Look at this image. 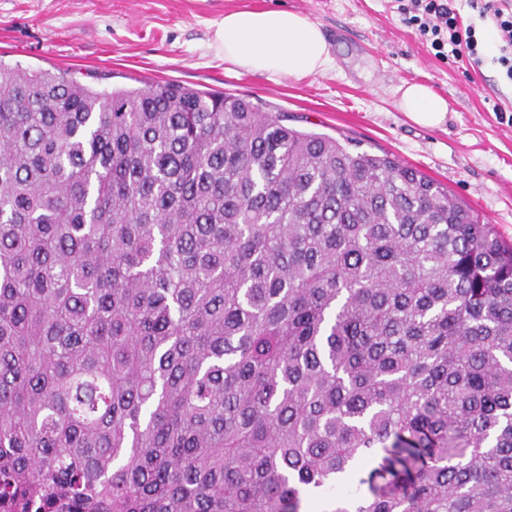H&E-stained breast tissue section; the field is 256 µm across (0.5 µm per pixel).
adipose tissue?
<instances>
[{
    "mask_svg": "<svg viewBox=\"0 0 512 512\" xmlns=\"http://www.w3.org/2000/svg\"><path fill=\"white\" fill-rule=\"evenodd\" d=\"M225 62L239 69L301 79L328 68L333 59L319 29L304 14L285 9L232 11L216 32ZM397 106L417 125L438 128L448 119V102L430 86L406 83Z\"/></svg>",
    "mask_w": 512,
    "mask_h": 512,
    "instance_id": "obj_1",
    "label": "adipose tissue"
}]
</instances>
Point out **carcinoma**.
I'll list each match as a JSON object with an SVG mask.
<instances>
[{"label": "carcinoma", "mask_w": 512, "mask_h": 512, "mask_svg": "<svg viewBox=\"0 0 512 512\" xmlns=\"http://www.w3.org/2000/svg\"><path fill=\"white\" fill-rule=\"evenodd\" d=\"M287 121L0 61V501L512 512V245Z\"/></svg>", "instance_id": "cac0c4a2"}]
</instances>
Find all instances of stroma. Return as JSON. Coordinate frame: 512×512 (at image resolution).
I'll use <instances>...</instances> for the list:
<instances>
[{"instance_id":"1","label":"stroma","mask_w":512,"mask_h":512,"mask_svg":"<svg viewBox=\"0 0 512 512\" xmlns=\"http://www.w3.org/2000/svg\"><path fill=\"white\" fill-rule=\"evenodd\" d=\"M397 0H0V59L67 69L97 88L173 80L240 94L284 112L290 127L398 157L448 187L512 242V81L496 49L478 67L431 54ZM287 9L322 30L334 59L301 80L245 72L224 60L215 32L226 13ZM428 84L450 104L443 127L396 106L403 83ZM502 111H493V103Z\"/></svg>"}]
</instances>
